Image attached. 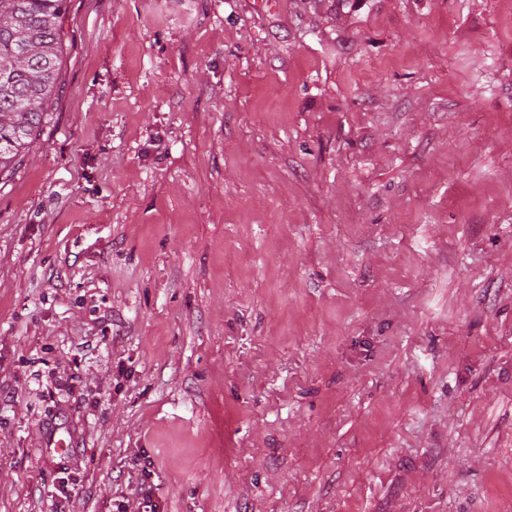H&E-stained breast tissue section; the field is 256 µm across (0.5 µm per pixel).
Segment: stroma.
I'll return each mask as SVG.
<instances>
[{
	"label": "stroma",
	"instance_id": "1",
	"mask_svg": "<svg viewBox=\"0 0 512 512\" xmlns=\"http://www.w3.org/2000/svg\"><path fill=\"white\" fill-rule=\"evenodd\" d=\"M63 28L0 178V512H512V0ZM62 427L51 426L45 432L44 446L52 456L65 457L70 453L73 436L67 431L68 438L60 432Z\"/></svg>",
	"mask_w": 512,
	"mask_h": 512
}]
</instances>
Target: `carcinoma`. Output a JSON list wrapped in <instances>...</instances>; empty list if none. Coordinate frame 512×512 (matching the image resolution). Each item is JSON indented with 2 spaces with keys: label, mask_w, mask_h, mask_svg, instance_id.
<instances>
[{
  "label": "carcinoma",
  "mask_w": 512,
  "mask_h": 512,
  "mask_svg": "<svg viewBox=\"0 0 512 512\" xmlns=\"http://www.w3.org/2000/svg\"><path fill=\"white\" fill-rule=\"evenodd\" d=\"M68 0H0V175L32 145L59 89Z\"/></svg>",
  "instance_id": "obj_1"
}]
</instances>
